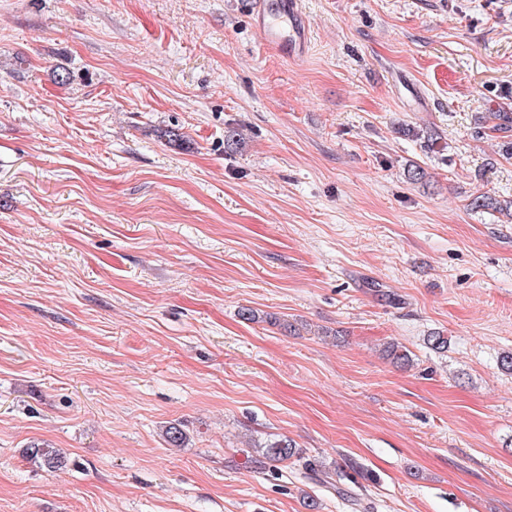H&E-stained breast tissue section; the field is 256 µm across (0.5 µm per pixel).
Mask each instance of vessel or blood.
Masks as SVG:
<instances>
[{"instance_id":"1","label":"vessel or blood","mask_w":512,"mask_h":512,"mask_svg":"<svg viewBox=\"0 0 512 512\" xmlns=\"http://www.w3.org/2000/svg\"><path fill=\"white\" fill-rule=\"evenodd\" d=\"M251 12L266 46L294 61L304 58L309 38L300 0H251Z\"/></svg>"}]
</instances>
